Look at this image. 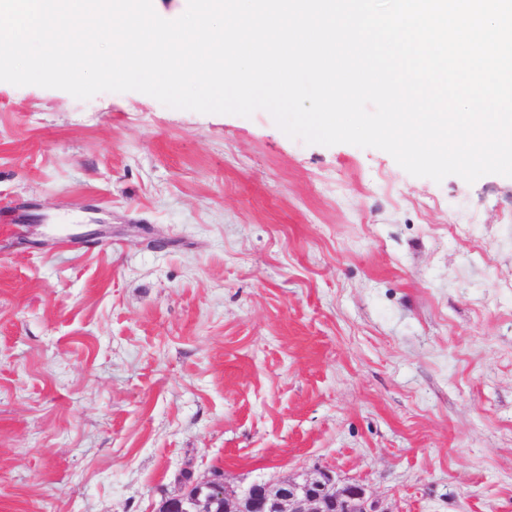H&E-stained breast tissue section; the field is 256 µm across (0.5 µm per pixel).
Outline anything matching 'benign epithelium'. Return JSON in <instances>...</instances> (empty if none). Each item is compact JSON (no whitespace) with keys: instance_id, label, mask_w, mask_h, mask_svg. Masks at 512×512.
Returning a JSON list of instances; mask_svg holds the SVG:
<instances>
[{"instance_id":"obj_1","label":"benign epithelium","mask_w":512,"mask_h":512,"mask_svg":"<svg viewBox=\"0 0 512 512\" xmlns=\"http://www.w3.org/2000/svg\"><path fill=\"white\" fill-rule=\"evenodd\" d=\"M158 512H378L366 487L340 485L328 471L316 469L296 478L253 483L236 491L220 472L199 485L162 500Z\"/></svg>"}]
</instances>
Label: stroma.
Segmentation results:
<instances>
[{"label":"stroma","mask_w":512,"mask_h":512,"mask_svg":"<svg viewBox=\"0 0 512 512\" xmlns=\"http://www.w3.org/2000/svg\"><path fill=\"white\" fill-rule=\"evenodd\" d=\"M219 469L512 512V178L0 82V512Z\"/></svg>","instance_id":"stroma-1"}]
</instances>
